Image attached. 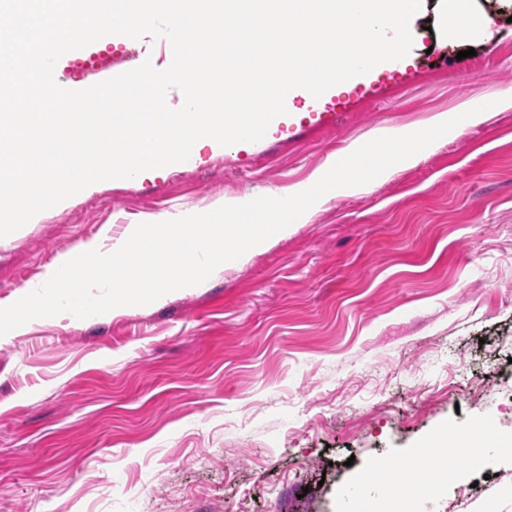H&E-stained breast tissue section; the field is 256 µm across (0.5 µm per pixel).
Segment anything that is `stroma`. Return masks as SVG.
Instances as JSON below:
<instances>
[{
    "label": "stroma",
    "instance_id": "1",
    "mask_svg": "<svg viewBox=\"0 0 512 512\" xmlns=\"http://www.w3.org/2000/svg\"><path fill=\"white\" fill-rule=\"evenodd\" d=\"M401 70L293 99L301 117L351 99L327 138L201 140L191 164L100 183L0 237V303L103 227L243 204L374 133L512 93V22L475 44L418 30ZM487 419L512 439V111L459 124L368 193L337 189L206 287L1 338L0 512H336L361 470L414 461L449 426L467 450L417 512H512V456L467 465ZM464 484L480 493L466 506Z\"/></svg>",
    "mask_w": 512,
    "mask_h": 512
}]
</instances>
